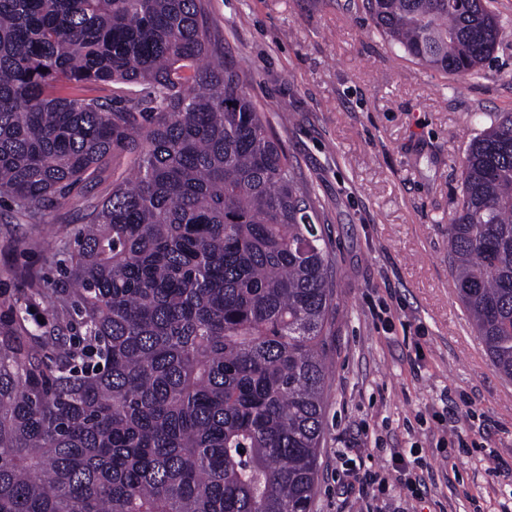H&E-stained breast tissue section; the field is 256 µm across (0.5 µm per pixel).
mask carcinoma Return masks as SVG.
Masks as SVG:
<instances>
[{
    "label": "carcinoma",
    "mask_w": 512,
    "mask_h": 512,
    "mask_svg": "<svg viewBox=\"0 0 512 512\" xmlns=\"http://www.w3.org/2000/svg\"><path fill=\"white\" fill-rule=\"evenodd\" d=\"M365 8L443 74L503 34L485 0ZM114 84L139 96L116 107ZM121 158L59 278L0 301V512H311L330 244L203 0H0V199L37 224ZM462 167L452 273L512 380L511 112Z\"/></svg>",
    "instance_id": "carcinoma-1"
}]
</instances>
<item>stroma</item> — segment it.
Listing matches in <instances>:
<instances>
[{
    "label": "stroma",
    "mask_w": 512,
    "mask_h": 512,
    "mask_svg": "<svg viewBox=\"0 0 512 512\" xmlns=\"http://www.w3.org/2000/svg\"><path fill=\"white\" fill-rule=\"evenodd\" d=\"M488 5L502 37L479 73L457 77L393 46L363 0H205L331 244L313 512H512V381L494 371L448 257L461 162L512 113V0ZM126 174L78 186L39 224L1 202L0 293L25 288L20 271L53 275L56 243Z\"/></svg>",
    "instance_id": "stroma-1"
}]
</instances>
